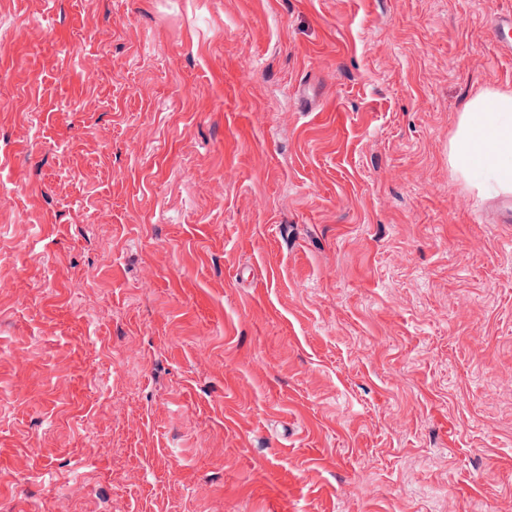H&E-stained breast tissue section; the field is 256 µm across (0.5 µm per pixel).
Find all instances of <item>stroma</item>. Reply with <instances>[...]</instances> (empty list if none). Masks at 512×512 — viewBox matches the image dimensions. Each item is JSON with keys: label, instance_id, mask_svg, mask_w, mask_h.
Segmentation results:
<instances>
[{"label": "stroma", "instance_id": "35a3bbf8", "mask_svg": "<svg viewBox=\"0 0 512 512\" xmlns=\"http://www.w3.org/2000/svg\"><path fill=\"white\" fill-rule=\"evenodd\" d=\"M509 14L0 0V512H512ZM448 158L481 193L512 194V91L486 89L467 102Z\"/></svg>", "mask_w": 512, "mask_h": 512}]
</instances>
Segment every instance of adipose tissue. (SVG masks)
I'll return each mask as SVG.
<instances>
[{
    "label": "adipose tissue",
    "mask_w": 512,
    "mask_h": 512,
    "mask_svg": "<svg viewBox=\"0 0 512 512\" xmlns=\"http://www.w3.org/2000/svg\"><path fill=\"white\" fill-rule=\"evenodd\" d=\"M448 158L480 192L512 194V91L491 88L467 102Z\"/></svg>",
    "instance_id": "adipose-tissue-1"
}]
</instances>
